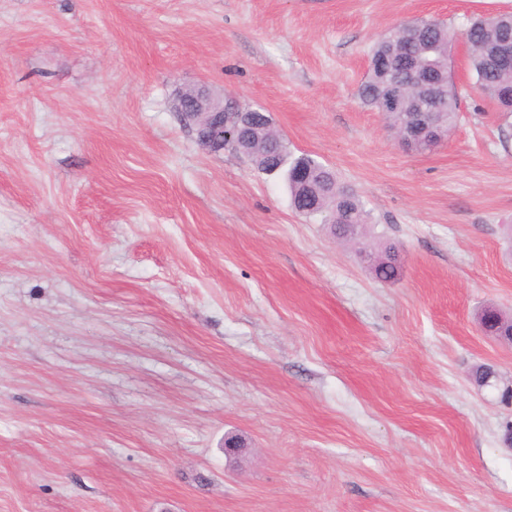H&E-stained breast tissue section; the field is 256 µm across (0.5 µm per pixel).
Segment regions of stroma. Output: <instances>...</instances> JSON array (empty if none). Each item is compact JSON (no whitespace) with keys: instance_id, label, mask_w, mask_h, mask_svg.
<instances>
[{"instance_id":"35a3bbf8","label":"stroma","mask_w":512,"mask_h":512,"mask_svg":"<svg viewBox=\"0 0 512 512\" xmlns=\"http://www.w3.org/2000/svg\"><path fill=\"white\" fill-rule=\"evenodd\" d=\"M503 12L0 0V512H512V344L478 324L512 314V117L459 42L432 151L357 97L398 23ZM193 87L337 170L399 280L203 149L173 107ZM370 251L378 254L377 256L372 253L367 254L370 271L374 279L384 283L396 282L400 275L401 263L397 264L396 258L392 261V257L397 256L398 249L393 245H388L383 250L370 249Z\"/></svg>"}]
</instances>
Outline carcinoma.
<instances>
[{"instance_id":"carcinoma-1","label":"carcinoma","mask_w":512,"mask_h":512,"mask_svg":"<svg viewBox=\"0 0 512 512\" xmlns=\"http://www.w3.org/2000/svg\"><path fill=\"white\" fill-rule=\"evenodd\" d=\"M467 58L474 85L479 94L503 112H512V68L494 66L485 48L504 39L512 40V13L476 16L463 31ZM459 34L445 23L429 18L397 25L379 38L371 51L367 75L358 88L361 103L381 111L385 97L400 93L397 110L385 113L388 126L412 139V149L429 151L438 146L424 132L426 113H438L440 138L453 129L459 110L451 77L450 49ZM248 159L266 173H281L288 184L294 209L306 217H319L340 238L352 230L366 234L371 223L357 191L341 182L336 172L308 154L294 156L277 129L251 140ZM398 249L388 245L376 254H367L370 271L379 282L397 281L401 265L393 260ZM487 336H506L512 330V318L503 314L496 319L489 310L482 317Z\"/></svg>"}]
</instances>
